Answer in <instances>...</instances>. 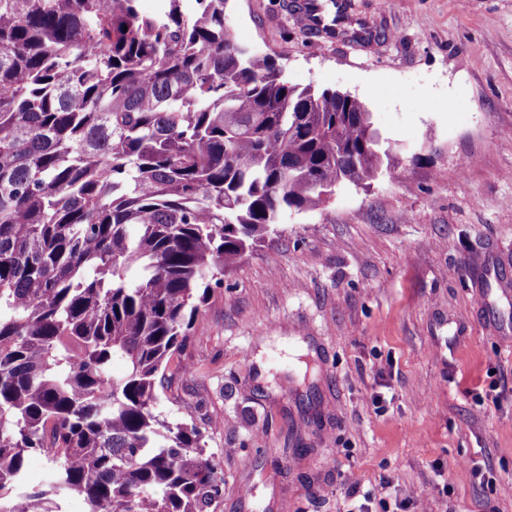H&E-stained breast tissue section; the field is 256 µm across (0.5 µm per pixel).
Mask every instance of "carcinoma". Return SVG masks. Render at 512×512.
Returning <instances> with one entry per match:
<instances>
[{
	"label": "carcinoma",
	"mask_w": 512,
	"mask_h": 512,
	"mask_svg": "<svg viewBox=\"0 0 512 512\" xmlns=\"http://www.w3.org/2000/svg\"><path fill=\"white\" fill-rule=\"evenodd\" d=\"M138 2L0 0V512H208L224 474L159 373L286 215L391 167L363 102L291 85L226 0ZM311 2L301 38L340 34Z\"/></svg>",
	"instance_id": "obj_1"
}]
</instances>
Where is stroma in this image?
Masks as SVG:
<instances>
[{"label": "stroma", "instance_id": "stroma-1", "mask_svg": "<svg viewBox=\"0 0 512 512\" xmlns=\"http://www.w3.org/2000/svg\"><path fill=\"white\" fill-rule=\"evenodd\" d=\"M285 2L227 0L229 32L364 101L394 169L226 271L155 410L221 467L209 512L385 481L410 512H512V0H341L346 35L307 42Z\"/></svg>", "mask_w": 512, "mask_h": 512}]
</instances>
